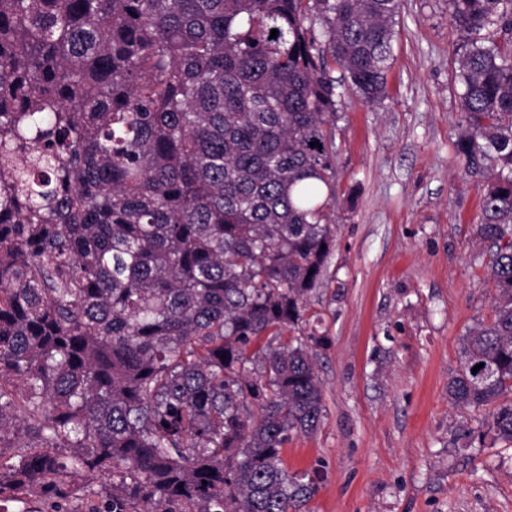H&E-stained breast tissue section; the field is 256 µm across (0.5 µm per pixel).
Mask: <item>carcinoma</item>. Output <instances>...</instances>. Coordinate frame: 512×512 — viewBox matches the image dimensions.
Returning <instances> with one entry per match:
<instances>
[{
	"mask_svg": "<svg viewBox=\"0 0 512 512\" xmlns=\"http://www.w3.org/2000/svg\"><path fill=\"white\" fill-rule=\"evenodd\" d=\"M447 4L495 290L448 399L492 408L512 444V0ZM401 5L0 0L1 501L299 512L314 495L281 451L323 416L306 315L335 246L332 73L386 98Z\"/></svg>",
	"mask_w": 512,
	"mask_h": 512,
	"instance_id": "carcinoma-1",
	"label": "carcinoma"
}]
</instances>
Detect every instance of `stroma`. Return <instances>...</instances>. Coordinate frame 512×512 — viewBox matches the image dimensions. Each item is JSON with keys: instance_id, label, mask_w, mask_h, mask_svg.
Listing matches in <instances>:
<instances>
[{"instance_id": "obj_1", "label": "stroma", "mask_w": 512, "mask_h": 512, "mask_svg": "<svg viewBox=\"0 0 512 512\" xmlns=\"http://www.w3.org/2000/svg\"><path fill=\"white\" fill-rule=\"evenodd\" d=\"M462 41L445 0H402L386 98L348 95L336 113L335 247L307 311L328 338L323 417L281 454L319 475L300 512H512V445L488 410L448 401L495 294L481 189L454 149Z\"/></svg>"}]
</instances>
